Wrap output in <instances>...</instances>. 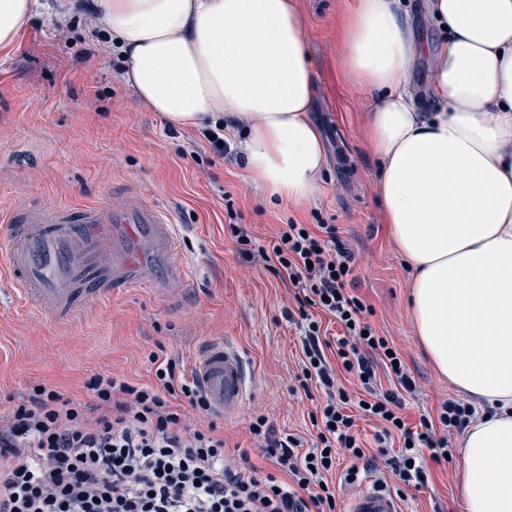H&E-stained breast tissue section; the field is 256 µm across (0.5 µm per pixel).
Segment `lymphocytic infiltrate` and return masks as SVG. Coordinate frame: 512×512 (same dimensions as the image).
<instances>
[{
  "label": "lymphocytic infiltrate",
  "mask_w": 512,
  "mask_h": 512,
  "mask_svg": "<svg viewBox=\"0 0 512 512\" xmlns=\"http://www.w3.org/2000/svg\"><path fill=\"white\" fill-rule=\"evenodd\" d=\"M225 209L242 259L295 290L304 338L293 377L301 389L315 384L325 394L310 416L316 430L310 450L301 451L298 437H273L266 416L255 415L248 426L254 449L275 459L281 474L243 473L223 434L208 423L210 408L195 379L173 359L149 385L94 376L86 384L90 404L38 385L0 415V512H336L338 455L355 461L344 474L348 484L380 456L399 484L416 487L427 485L429 463L445 461L447 432L464 431L476 408L447 399L436 418L408 425L404 396L416 384L399 349L370 323L373 307L350 291L353 256L336 225L290 221L261 243L239 225L233 201ZM326 316L343 336L321 337ZM380 366L391 389L377 388ZM340 372L362 378V393L340 386ZM358 409L382 425L377 456L366 454L358 435ZM395 437L403 445L393 453L388 444Z\"/></svg>",
  "instance_id": "obj_1"
}]
</instances>
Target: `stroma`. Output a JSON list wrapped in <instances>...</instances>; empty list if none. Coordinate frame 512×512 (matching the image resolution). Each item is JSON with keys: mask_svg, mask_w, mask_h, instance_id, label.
I'll use <instances>...</instances> for the list:
<instances>
[{"mask_svg": "<svg viewBox=\"0 0 512 512\" xmlns=\"http://www.w3.org/2000/svg\"><path fill=\"white\" fill-rule=\"evenodd\" d=\"M356 0H298L307 24L316 75L312 118L327 161L318 190L295 206L267 199L241 163L196 154L197 131L169 134L158 113L142 104L100 50L77 61L87 16L64 0L39 5L8 55H0V216L23 202L119 205L138 187L173 220L180 257L192 274L183 304L138 291L110 293L58 322L0 280V414L26 400L37 384L87 403L94 375L117 373L132 384L153 381L152 355L192 369L203 345L224 339L238 346L255 379L239 420L214 416L228 449L249 452L259 474H277L273 460L253 454L248 425L267 417L277 436L311 443L309 414L324 394H292L289 375L302 356V335L283 316L294 290L288 282L246 264L228 227L224 200L257 238L287 221L337 225L355 258L357 294L374 308L369 321L399 347L416 383L407 398L410 424L435 415L454 397L415 334L407 305L409 273L394 247L376 192L378 161L361 131L372 103L349 78L339 28ZM73 24L64 43L56 24ZM457 460L430 464L426 486L403 488L405 512H465L455 495Z\"/></svg>", "mask_w": 512, "mask_h": 512, "instance_id": "1", "label": "stroma"}]
</instances>
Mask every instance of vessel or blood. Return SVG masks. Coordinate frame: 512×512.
Wrapping results in <instances>:
<instances>
[{"label":"vessel or blood","instance_id":"b4317fda","mask_svg":"<svg viewBox=\"0 0 512 512\" xmlns=\"http://www.w3.org/2000/svg\"><path fill=\"white\" fill-rule=\"evenodd\" d=\"M5 225H18V240L0 270L25 296L56 319L74 305L93 304L105 292L154 291L158 281H181L187 273L163 211L130 189L123 207L99 203L82 208L25 203ZM193 373L215 412L238 417L250 391L240 351L210 341ZM347 512H403L398 497L374 482L348 502Z\"/></svg>","mask_w":512,"mask_h":512}]
</instances>
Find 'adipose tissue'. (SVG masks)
I'll list each match as a JSON object with an SVG mask.
<instances>
[{"mask_svg": "<svg viewBox=\"0 0 512 512\" xmlns=\"http://www.w3.org/2000/svg\"><path fill=\"white\" fill-rule=\"evenodd\" d=\"M124 80L172 127L234 121L252 183L297 205L325 164L296 0H99ZM34 0H0V51ZM439 40L422 111L407 85L423 51L402 0H357L341 34L372 98L377 192L410 270L415 334L440 378L480 412L465 429V512H512V0H431Z\"/></svg>", "mask_w": 512, "mask_h": 512, "instance_id": "ef3b65f1", "label": "adipose tissue"}]
</instances>
